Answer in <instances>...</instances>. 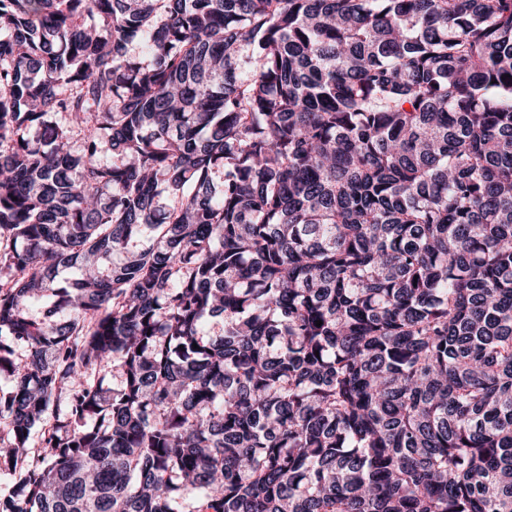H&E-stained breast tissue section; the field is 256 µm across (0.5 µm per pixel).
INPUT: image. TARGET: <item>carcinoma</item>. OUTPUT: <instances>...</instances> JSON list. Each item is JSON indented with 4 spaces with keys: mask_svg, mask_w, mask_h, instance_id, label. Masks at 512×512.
<instances>
[{
    "mask_svg": "<svg viewBox=\"0 0 512 512\" xmlns=\"http://www.w3.org/2000/svg\"><path fill=\"white\" fill-rule=\"evenodd\" d=\"M0 376V512H512V0H0Z\"/></svg>",
    "mask_w": 512,
    "mask_h": 512,
    "instance_id": "1",
    "label": "carcinoma"
}]
</instances>
